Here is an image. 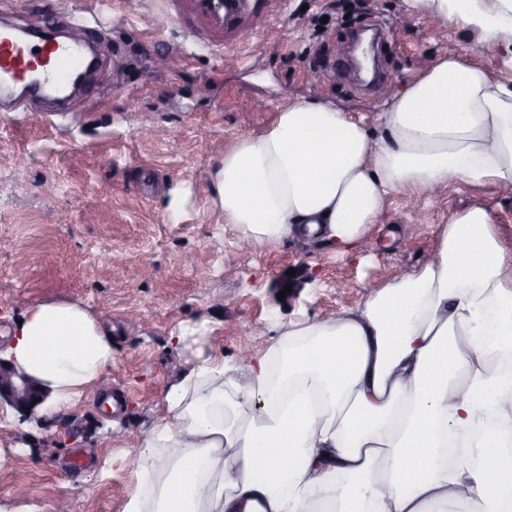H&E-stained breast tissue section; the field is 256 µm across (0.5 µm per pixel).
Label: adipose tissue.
<instances>
[{"mask_svg":"<svg viewBox=\"0 0 512 512\" xmlns=\"http://www.w3.org/2000/svg\"><path fill=\"white\" fill-rule=\"evenodd\" d=\"M512 46V0H405ZM512 186V54L500 74L447 55L392 95L376 130L326 100L288 104L225 150L224 221L253 247L359 252L387 199L448 182ZM494 217L451 215L436 251L336 316L289 324L245 365L198 360L143 439L124 512H512V255ZM4 354L58 411L97 388L112 332L76 304L28 305Z\"/></svg>","mask_w":512,"mask_h":512,"instance_id":"1","label":"adipose tissue"}]
</instances>
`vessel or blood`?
Here are the masks:
<instances>
[{
  "instance_id": "vessel-or-blood-1",
  "label": "vessel or blood",
  "mask_w": 512,
  "mask_h": 512,
  "mask_svg": "<svg viewBox=\"0 0 512 512\" xmlns=\"http://www.w3.org/2000/svg\"><path fill=\"white\" fill-rule=\"evenodd\" d=\"M171 18L188 23L193 41L223 48L226 34L237 31L261 9L259 0H165ZM86 18H73L66 39L47 41L39 29L29 42L0 31V84H16L36 76L40 88L58 91L71 87L91 60Z\"/></svg>"
}]
</instances>
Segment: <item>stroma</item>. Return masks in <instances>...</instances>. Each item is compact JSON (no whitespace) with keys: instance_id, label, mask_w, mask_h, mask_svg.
Wrapping results in <instances>:
<instances>
[{"instance_id":"35a3bbf8","label":"stroma","mask_w":512,"mask_h":512,"mask_svg":"<svg viewBox=\"0 0 512 512\" xmlns=\"http://www.w3.org/2000/svg\"><path fill=\"white\" fill-rule=\"evenodd\" d=\"M86 16L99 66L54 111L39 98L0 99V348L33 301L80 305L112 331L102 377L115 407L84 396L21 419L0 407V457L11 486L0 512H123L136 458L164 415L178 373L198 357L264 350L289 323L362 304L433 252L451 214L492 211L512 251V192L451 184L407 202L394 195L363 252L299 242L241 251L213 181L225 149L297 99L321 98L368 128L432 58L459 54L494 69L489 49L404 0H278L249 43L224 57L189 45L163 0H0V22L61 28V3ZM385 26L375 49L387 81L374 93L336 78L358 31Z\"/></svg>"}]
</instances>
